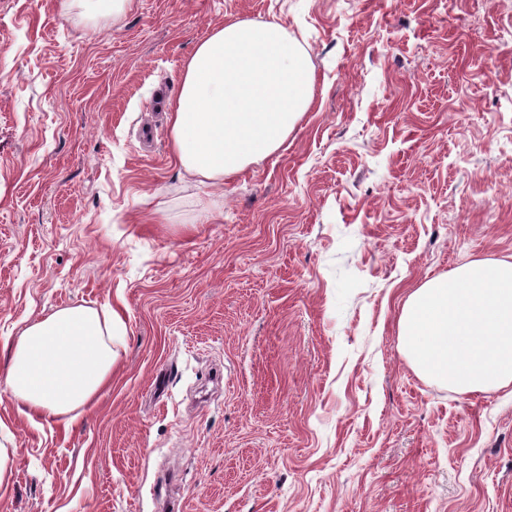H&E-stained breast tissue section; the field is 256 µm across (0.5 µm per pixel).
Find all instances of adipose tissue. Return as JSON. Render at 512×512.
<instances>
[{
	"mask_svg": "<svg viewBox=\"0 0 512 512\" xmlns=\"http://www.w3.org/2000/svg\"><path fill=\"white\" fill-rule=\"evenodd\" d=\"M314 83L307 53L280 22L214 26L186 61L171 110L175 158L214 182L243 171L282 147L310 109ZM120 322L107 305L61 308L32 321L0 370V396L27 417L76 424L112 382Z\"/></svg>",
	"mask_w": 512,
	"mask_h": 512,
	"instance_id": "adipose-tissue-1",
	"label": "adipose tissue"
}]
</instances>
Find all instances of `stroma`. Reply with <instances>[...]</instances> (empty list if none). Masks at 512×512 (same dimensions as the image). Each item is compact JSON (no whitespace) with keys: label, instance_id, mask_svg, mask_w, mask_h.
Returning <instances> with one entry per match:
<instances>
[{"label":"stroma","instance_id":"obj_1","mask_svg":"<svg viewBox=\"0 0 512 512\" xmlns=\"http://www.w3.org/2000/svg\"><path fill=\"white\" fill-rule=\"evenodd\" d=\"M278 19L314 104L212 183L171 150L217 24ZM512 261V0H0V359L115 307L72 429L0 401V512H512V387L406 357L409 292Z\"/></svg>","mask_w":512,"mask_h":512}]
</instances>
